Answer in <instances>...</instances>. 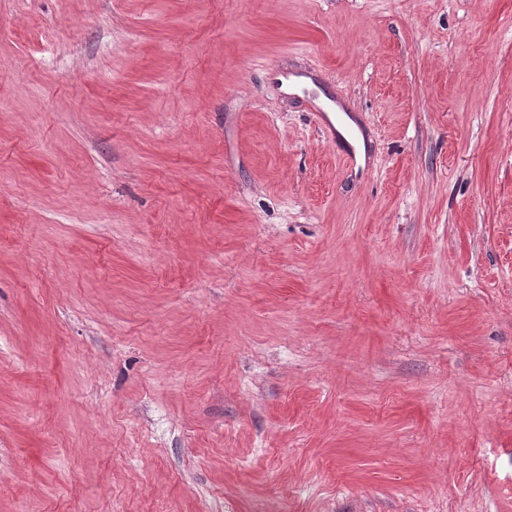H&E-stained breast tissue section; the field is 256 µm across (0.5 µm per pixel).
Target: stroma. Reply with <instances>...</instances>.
<instances>
[{
	"mask_svg": "<svg viewBox=\"0 0 512 512\" xmlns=\"http://www.w3.org/2000/svg\"><path fill=\"white\" fill-rule=\"evenodd\" d=\"M0 512H512V0H0Z\"/></svg>",
	"mask_w": 512,
	"mask_h": 512,
	"instance_id": "35a3bbf8",
	"label": "stroma"
}]
</instances>
